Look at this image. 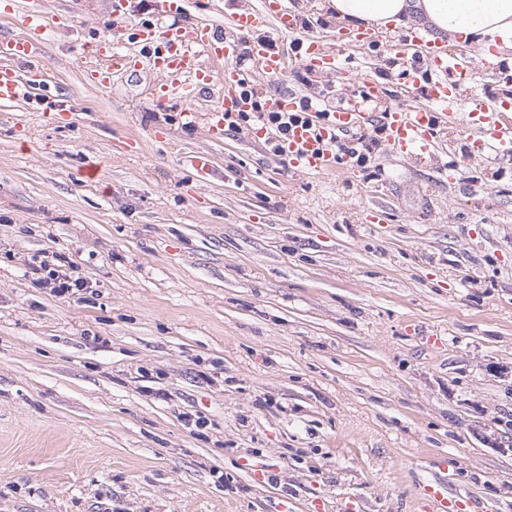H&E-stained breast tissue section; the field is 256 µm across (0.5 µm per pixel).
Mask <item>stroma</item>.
Here are the masks:
<instances>
[{"label": "stroma", "mask_w": 512, "mask_h": 512, "mask_svg": "<svg viewBox=\"0 0 512 512\" xmlns=\"http://www.w3.org/2000/svg\"><path fill=\"white\" fill-rule=\"evenodd\" d=\"M258 2L181 21L220 29ZM42 9L44 84L0 103V512H432L446 459L459 496L512 512V165L451 183L383 147L376 175L302 174L253 129L186 125L148 55L86 86L111 0ZM351 55L349 73L304 83L296 59L255 88L339 102L388 44ZM129 136L138 152L115 154ZM52 252L87 300L37 282ZM182 165L192 171L200 182L207 180L212 171L210 158L201 152L185 153L181 158Z\"/></svg>", "instance_id": "1"}]
</instances>
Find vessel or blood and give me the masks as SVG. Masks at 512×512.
<instances>
[{
  "label": "vessel or blood",
  "instance_id": "b4317fda",
  "mask_svg": "<svg viewBox=\"0 0 512 512\" xmlns=\"http://www.w3.org/2000/svg\"><path fill=\"white\" fill-rule=\"evenodd\" d=\"M22 22L29 32L27 38L0 34V102L27 99L42 74L46 24L41 7L27 9ZM230 27L233 34L229 37L208 25L171 27L163 23L139 26L133 33L136 42L152 50L154 66L164 78L159 87L160 101L176 98L186 102L189 123H203L206 136L214 140L224 136L226 114L249 110L250 102L241 94L249 77H277L288 70L287 57L269 52L265 42L256 39V32L271 27L287 34L294 30L295 23L287 0H260L258 6L234 13ZM241 33L253 37L250 54L254 72L250 75L233 64ZM303 43L307 70L343 73L340 58L322 36L306 33ZM389 50L404 65V89L425 82L429 105L398 103L381 112L369 111V104L381 100L384 89L377 80H363L358 102L315 113L310 126L296 127L287 140L275 142L277 156L307 174L350 179L355 169L340 146L348 134L372 124L384 126L390 150L419 160L435 156L449 130L463 137L467 158L496 161L512 155L511 115L495 106L477 112L464 109L478 69L497 71L495 59L479 61L470 53L448 49L420 28L410 29ZM98 53L99 62L88 64L82 73L84 82L94 87L108 85L113 73L136 64L134 55L122 48L116 36L105 40ZM215 83L221 86L219 96L205 115H198L191 109V102L199 91ZM181 162L198 181L207 180L211 174L212 162L204 153L184 154ZM426 492L434 512H493L492 506L481 507L473 500L450 496L444 475L428 485Z\"/></svg>",
  "mask_w": 512,
  "mask_h": 512
}]
</instances>
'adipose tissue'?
I'll return each instance as SVG.
<instances>
[{
	"label": "adipose tissue",
	"mask_w": 512,
	"mask_h": 512,
	"mask_svg": "<svg viewBox=\"0 0 512 512\" xmlns=\"http://www.w3.org/2000/svg\"><path fill=\"white\" fill-rule=\"evenodd\" d=\"M337 19L356 27L384 29L413 15L438 32L481 47H512V0H329Z\"/></svg>",
	"instance_id": "obj_1"
}]
</instances>
